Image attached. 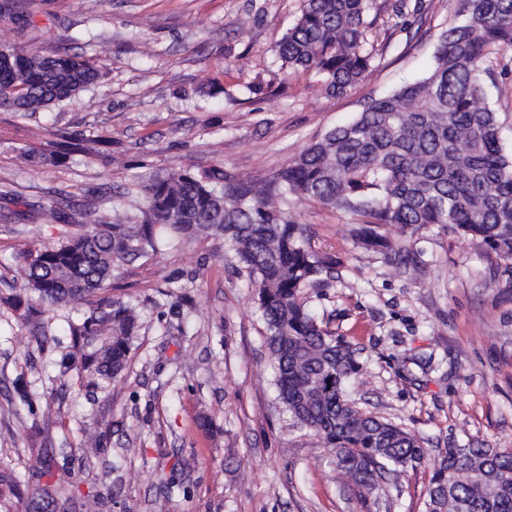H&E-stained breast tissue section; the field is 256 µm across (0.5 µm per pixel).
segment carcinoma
Masks as SVG:
<instances>
[{"label": "carcinoma", "instance_id": "cac0c4a2", "mask_svg": "<svg viewBox=\"0 0 512 512\" xmlns=\"http://www.w3.org/2000/svg\"><path fill=\"white\" fill-rule=\"evenodd\" d=\"M370 9V0H304L278 45L281 68L313 72L326 92L347 93L374 61ZM1 18L32 23L25 0H0ZM511 49L512 0H460L425 77L368 100L356 118L328 130L270 177L156 173L141 186L138 207L119 202L100 213L40 204L72 230L60 244L22 256L23 287L0 303L41 347L55 341L44 313L76 312L68 327L80 360L63 357L60 375L114 378L125 370L138 331L135 308L109 296L115 273L163 245L224 236L254 288L278 400L292 425L320 438L335 452L336 471L372 492L379 477L417 467L427 450L416 435L350 400L359 349L323 330L301 302L303 290L338 260L313 250L307 227L288 216V207L314 200L359 217L355 243L409 276L424 274V267L409 247L382 233L386 224L424 230L442 224L511 262L512 155L503 149L484 85L490 55ZM101 77L76 55L0 44V109L23 117L61 105ZM16 159L32 166L47 155L28 147ZM13 388L33 409L39 393L32 384L21 375ZM39 480L26 496L17 476L0 471V486L26 498L25 512H58L75 499L73 482L62 489L52 465ZM424 512H512V449H445Z\"/></svg>", "mask_w": 512, "mask_h": 512}]
</instances>
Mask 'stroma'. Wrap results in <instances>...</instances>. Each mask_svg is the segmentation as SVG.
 Wrapping results in <instances>:
<instances>
[{
	"label": "stroma",
	"instance_id": "stroma-1",
	"mask_svg": "<svg viewBox=\"0 0 512 512\" xmlns=\"http://www.w3.org/2000/svg\"><path fill=\"white\" fill-rule=\"evenodd\" d=\"M396 0H374L368 77L342 96L309 72H285L279 41L303 0H30L34 24L0 20V42L24 52L57 47L102 66L71 104L28 119L0 109V192L49 204L55 192L99 210L157 172L223 170L265 177L364 103L423 77L458 0H424L423 16L395 26ZM488 102L512 152V50L496 55ZM257 83L255 92L245 89ZM91 139L71 154L66 142ZM48 163L17 169V148ZM0 199V295L22 286L17 256L59 244L48 214L16 223ZM314 250L338 257L331 277L302 300L318 323L355 344L362 370L352 396L364 412L422 438L427 457L399 480L359 494L333 453L289 426L276 401L256 296L212 236L146 254L122 267L113 298L135 306L139 331L126 370L86 385L60 376V344L37 351L0 306V470L34 485L46 449L81 480L78 512H422L440 452L512 448V262L434 226L386 225L426 267L423 280L357 248L355 216L314 201L292 208ZM41 394L8 416L12 382ZM106 435L108 451L72 434Z\"/></svg>",
	"mask_w": 512,
	"mask_h": 512
}]
</instances>
